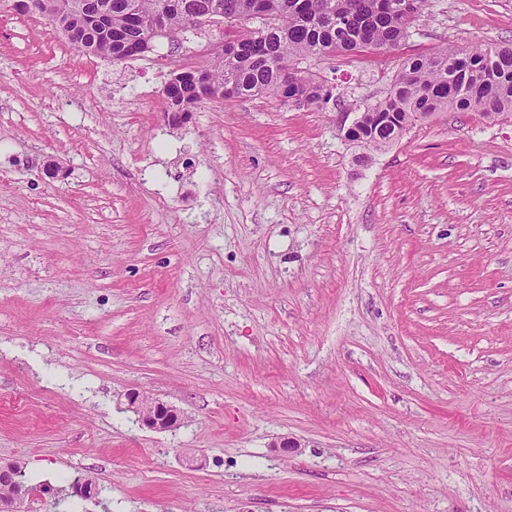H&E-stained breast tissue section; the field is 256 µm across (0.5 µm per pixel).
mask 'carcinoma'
<instances>
[{
	"label": "carcinoma",
	"instance_id": "cac0c4a2",
	"mask_svg": "<svg viewBox=\"0 0 512 512\" xmlns=\"http://www.w3.org/2000/svg\"><path fill=\"white\" fill-rule=\"evenodd\" d=\"M87 14L56 12L51 26L78 51L121 63L136 58L130 47L147 37L131 26L129 8L159 17L178 45L201 26L189 25L192 6L224 23V50L207 64L172 73L163 89L168 111L182 116L203 101L274 96L298 107L323 109L335 87L301 61L357 55L375 47L390 53L405 41L425 0H112L103 26L92 13L103 0H84ZM440 112H477L497 118L512 112V47L446 44L407 58L389 94L366 107L353 132L367 149L392 143L407 127Z\"/></svg>",
	"mask_w": 512,
	"mask_h": 512
}]
</instances>
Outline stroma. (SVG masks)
I'll use <instances>...</instances> for the list:
<instances>
[{
	"label": "stroma",
	"instance_id": "obj_1",
	"mask_svg": "<svg viewBox=\"0 0 512 512\" xmlns=\"http://www.w3.org/2000/svg\"><path fill=\"white\" fill-rule=\"evenodd\" d=\"M512 43L426 0L395 51L312 60L327 109L199 104L159 38L81 53L0 0V462L46 512H512V115L373 152L403 61ZM138 390L182 423L143 427ZM90 499H59L74 477Z\"/></svg>",
	"mask_w": 512,
	"mask_h": 512
}]
</instances>
